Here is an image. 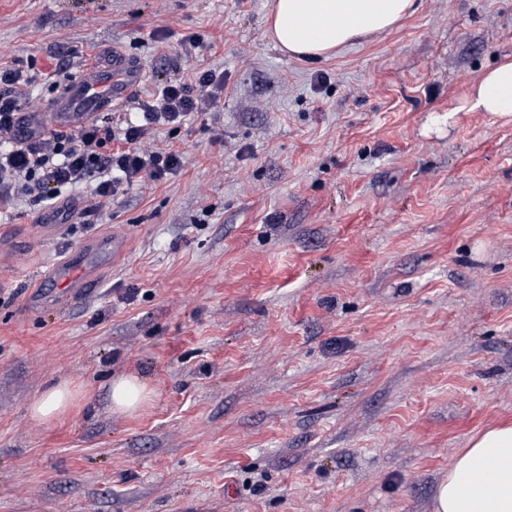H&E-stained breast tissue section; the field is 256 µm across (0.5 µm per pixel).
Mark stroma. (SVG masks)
Wrapping results in <instances>:
<instances>
[{
  "label": "stroma",
  "instance_id": "1",
  "mask_svg": "<svg viewBox=\"0 0 512 512\" xmlns=\"http://www.w3.org/2000/svg\"><path fill=\"white\" fill-rule=\"evenodd\" d=\"M271 0H0V65L224 73V108L145 148L180 173L97 223L0 213V512H434L469 439L512 424V116L465 110L512 59V0H417L322 60L266 33ZM169 29L203 42L182 51ZM99 282L48 274L89 239ZM151 399L110 408L111 377ZM80 395L28 411L49 385ZM77 396L78 392L70 382H62L36 396L29 410L34 418L49 422L65 413Z\"/></svg>",
  "mask_w": 512,
  "mask_h": 512
}]
</instances>
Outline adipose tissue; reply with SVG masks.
I'll list each match as a JSON object with an SVG mask.
<instances>
[{
	"label": "adipose tissue",
	"mask_w": 512,
	"mask_h": 512,
	"mask_svg": "<svg viewBox=\"0 0 512 512\" xmlns=\"http://www.w3.org/2000/svg\"><path fill=\"white\" fill-rule=\"evenodd\" d=\"M416 0H274L267 32L287 53L316 60L359 38L396 27L415 11ZM470 110L512 115V59L500 62L476 83ZM78 393L70 382L54 385L30 404L32 416L48 422L65 413ZM112 411L132 413L151 398L139 377L109 383ZM434 512H512V425L474 436L438 484Z\"/></svg>",
	"instance_id": "1"
}]
</instances>
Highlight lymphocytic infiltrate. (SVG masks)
<instances>
[{
    "label": "lymphocytic infiltrate",
    "mask_w": 512,
    "mask_h": 512,
    "mask_svg": "<svg viewBox=\"0 0 512 512\" xmlns=\"http://www.w3.org/2000/svg\"><path fill=\"white\" fill-rule=\"evenodd\" d=\"M34 75L23 68L0 69V209L18 197L54 207L63 187L87 189L81 215L100 218L127 187L158 183L176 176L182 156L172 149L141 147L154 126L181 130L193 118L217 112L224 94V73L196 72L192 81L165 80L141 107L139 121L121 131L100 121L70 129H48L20 139L16 117L36 108L28 91Z\"/></svg>",
    "instance_id": "obj_1"
}]
</instances>
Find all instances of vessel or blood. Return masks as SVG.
Wrapping results in <instances>:
<instances>
[{
  "mask_svg": "<svg viewBox=\"0 0 512 512\" xmlns=\"http://www.w3.org/2000/svg\"><path fill=\"white\" fill-rule=\"evenodd\" d=\"M140 78L141 73L134 64L122 54L113 53L67 85L52 103L49 120L59 128L93 121L112 103L123 101ZM52 278L63 288L65 298L71 299L93 287L96 273L73 255L54 266Z\"/></svg>",
  "mask_w": 512,
  "mask_h": 512,
  "instance_id": "obj_1",
  "label": "vessel or blood"
}]
</instances>
